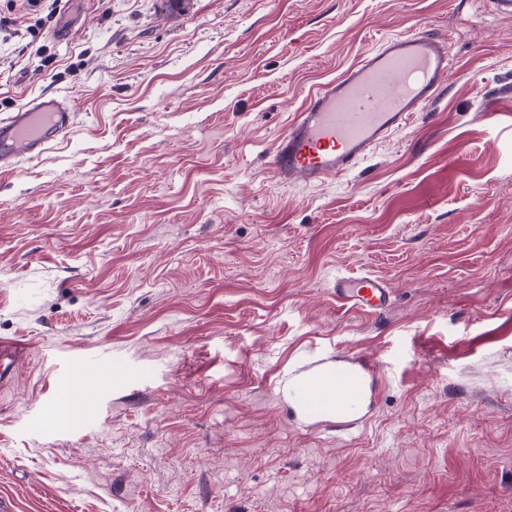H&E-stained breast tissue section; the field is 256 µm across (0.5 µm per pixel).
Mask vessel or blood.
Listing matches in <instances>:
<instances>
[{"mask_svg": "<svg viewBox=\"0 0 512 512\" xmlns=\"http://www.w3.org/2000/svg\"><path fill=\"white\" fill-rule=\"evenodd\" d=\"M447 72L445 38L417 32L382 40L316 91L274 141L270 164L275 175L286 183L300 176L315 186L348 174L434 102ZM75 118L73 103L55 95L35 97L0 118V168L40 156L71 132ZM332 292L337 304L371 314H382L392 302L388 284L368 274L337 275ZM353 366L354 373H339L332 383L302 382L297 399L304 412L332 407L337 428L360 425L359 408L372 398L362 382L375 375L376 365L360 355Z\"/></svg>", "mask_w": 512, "mask_h": 512, "instance_id": "vessel-or-blood-1", "label": "vessel or blood"}]
</instances>
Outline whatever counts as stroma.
<instances>
[{"label":"stroma","instance_id":"1","mask_svg":"<svg viewBox=\"0 0 512 512\" xmlns=\"http://www.w3.org/2000/svg\"><path fill=\"white\" fill-rule=\"evenodd\" d=\"M0 0V494L16 512H512V18L485 0ZM449 43L435 101L347 175L273 141L381 39ZM393 290L342 308L339 273ZM88 399L59 419L69 356ZM379 363L362 424L278 388ZM76 109L65 97L40 95L0 118V168L40 156L63 140L75 124Z\"/></svg>","mask_w":512,"mask_h":512}]
</instances>
